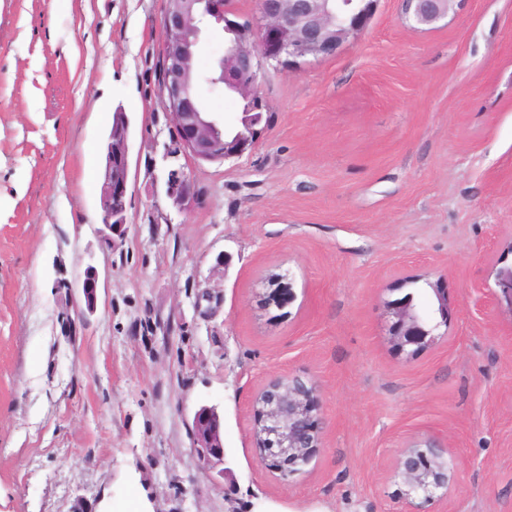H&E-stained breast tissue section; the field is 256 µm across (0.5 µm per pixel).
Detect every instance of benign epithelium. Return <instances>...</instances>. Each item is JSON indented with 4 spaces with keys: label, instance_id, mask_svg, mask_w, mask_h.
I'll use <instances>...</instances> for the list:
<instances>
[{
    "label": "benign epithelium",
    "instance_id": "1",
    "mask_svg": "<svg viewBox=\"0 0 512 512\" xmlns=\"http://www.w3.org/2000/svg\"><path fill=\"white\" fill-rule=\"evenodd\" d=\"M380 0H259L258 14L240 22L231 0H167L163 16L161 92L173 121L178 150L198 160L239 158L252 150L265 130L267 102L259 91L263 62L290 66L307 57H334L356 39L374 17ZM463 0H405V13L419 25L445 19L454 3ZM223 25L228 35L224 56L214 68V82L238 94L247 104L241 127L226 131L225 121L206 112L194 87L198 80L197 52L202 29ZM128 124L126 113L115 112L107 145L101 189L104 225L118 238L125 234L128 201ZM166 195L180 213L191 211L195 197L184 168L166 178ZM492 294L497 305L512 311V264L495 268ZM86 304L94 306L97 277L87 271L82 283ZM295 298L291 283L280 275L264 297L266 306L284 308ZM392 321L390 341L410 355L430 348L439 324L432 323L411 295L386 305ZM255 453L268 470L287 478L301 471L321 448L320 414L315 386L297 377L271 380L255 397ZM194 447L203 463H224L223 425L216 408L200 407L193 417ZM448 449L436 441L405 448L396 461V474L406 512L437 497L448 485Z\"/></svg>",
    "mask_w": 512,
    "mask_h": 512
}]
</instances>
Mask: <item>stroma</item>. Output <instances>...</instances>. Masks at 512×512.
I'll return each mask as SVG.
<instances>
[{
    "label": "stroma",
    "mask_w": 512,
    "mask_h": 512,
    "mask_svg": "<svg viewBox=\"0 0 512 512\" xmlns=\"http://www.w3.org/2000/svg\"><path fill=\"white\" fill-rule=\"evenodd\" d=\"M164 9L0 0V512H402L395 461L425 439L448 448L429 512H512V313L489 299L512 262V0L432 26L380 0L336 56L265 66L264 134L217 162L170 153ZM119 109L121 240L100 208ZM277 275L282 310L263 304ZM432 284L454 310L401 353L386 303L436 310ZM288 374L317 386L323 448L284 479L255 457L251 403ZM203 405L222 474L194 448ZM166 195L180 213L191 211L195 197L190 176L184 167L170 169L166 178ZM271 286L274 288H270L269 292L264 297V303L266 306H274L278 309H283L294 300L295 294L291 283L286 281L284 275L276 277L272 281ZM194 447L203 463L224 464L223 425L215 407L202 406L193 417Z\"/></svg>",
    "instance_id": "obj_1"
}]
</instances>
